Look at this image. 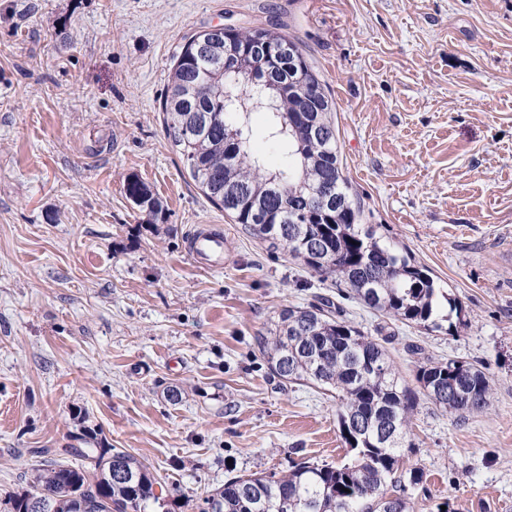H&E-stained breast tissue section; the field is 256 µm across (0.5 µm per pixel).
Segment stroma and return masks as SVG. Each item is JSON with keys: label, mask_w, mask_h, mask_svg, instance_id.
<instances>
[{"label": "stroma", "mask_w": 512, "mask_h": 512, "mask_svg": "<svg viewBox=\"0 0 512 512\" xmlns=\"http://www.w3.org/2000/svg\"><path fill=\"white\" fill-rule=\"evenodd\" d=\"M229 23L299 41L364 223L463 307L439 331L352 300L349 319L395 332L407 383L410 342L493 380L464 418L419 402L411 512H512V0H0V489L84 423L173 487L171 512L232 473L350 457L335 399L280 384L255 342L328 282L204 196L159 110L188 37ZM203 231L221 270L187 252ZM125 194L135 206L146 208L152 213H158L160 209L159 202L154 198L150 189L139 179L135 177L128 178L125 184ZM189 255L199 264L223 267L224 236L212 231L195 234L190 242Z\"/></svg>", "instance_id": "stroma-1"}]
</instances>
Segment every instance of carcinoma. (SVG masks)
Returning a JSON list of instances; mask_svg holds the SVG:
<instances>
[{
  "label": "carcinoma",
  "instance_id": "obj_1",
  "mask_svg": "<svg viewBox=\"0 0 512 512\" xmlns=\"http://www.w3.org/2000/svg\"><path fill=\"white\" fill-rule=\"evenodd\" d=\"M251 51L260 44L284 50L276 80L293 79L287 89H267L279 103L267 113L265 137L284 154L276 171L266 169L250 144L252 113L224 110V96L244 94L250 77L229 82L224 73V41ZM301 68L288 73V58ZM167 133L190 177L205 196L253 237L282 248L323 279L348 288V297L367 309L407 326L441 330L460 314L457 300L439 293L425 267L361 223L350 199L348 179L338 159L332 100L298 42L260 27L191 35L175 57L167 94L161 102ZM315 123L324 139L309 134ZM329 181L336 200L323 203L312 191ZM127 198L152 213L160 209L150 189L135 177L125 184ZM389 337L370 336L345 319L328 297L308 308L280 311L267 335L256 338L274 375L288 383L335 391L341 436L352 458L341 465L301 462L284 474L251 473L227 478L199 499L198 512H409L408 491L424 472L399 470L420 399L460 417L488 407L492 380L482 365L435 359L409 344L417 358L410 387L396 371L384 346ZM81 447L65 449L80 461L73 465L41 457L27 486L0 495V512H26L38 496L48 497L51 512H150L163 508L164 487L149 466L122 448H114L84 428ZM124 477H109V466Z\"/></svg>",
  "mask_w": 512,
  "mask_h": 512
}]
</instances>
